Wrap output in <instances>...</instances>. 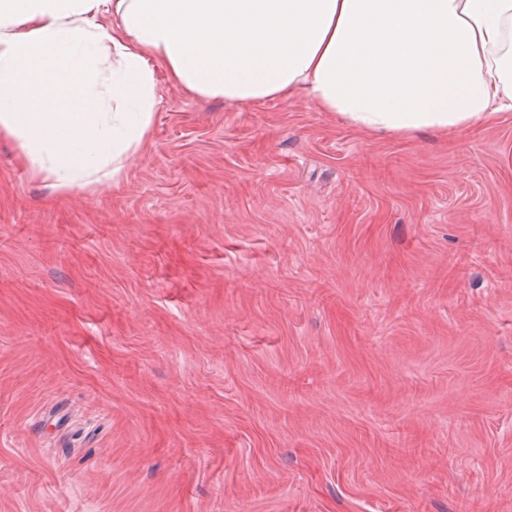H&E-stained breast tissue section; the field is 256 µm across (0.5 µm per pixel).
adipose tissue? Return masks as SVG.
<instances>
[{
  "label": "adipose tissue",
  "mask_w": 512,
  "mask_h": 512,
  "mask_svg": "<svg viewBox=\"0 0 512 512\" xmlns=\"http://www.w3.org/2000/svg\"><path fill=\"white\" fill-rule=\"evenodd\" d=\"M159 63L197 99L459 132L512 110V0H0V136L54 188L118 185Z\"/></svg>",
  "instance_id": "1"
}]
</instances>
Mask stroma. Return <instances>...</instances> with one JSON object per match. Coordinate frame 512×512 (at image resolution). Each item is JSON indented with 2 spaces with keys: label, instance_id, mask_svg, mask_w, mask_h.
Listing matches in <instances>:
<instances>
[{
  "label": "stroma",
  "instance_id": "35a3bbf8",
  "mask_svg": "<svg viewBox=\"0 0 512 512\" xmlns=\"http://www.w3.org/2000/svg\"><path fill=\"white\" fill-rule=\"evenodd\" d=\"M157 95L113 188L0 137V512H512V111Z\"/></svg>",
  "mask_w": 512,
  "mask_h": 512
}]
</instances>
